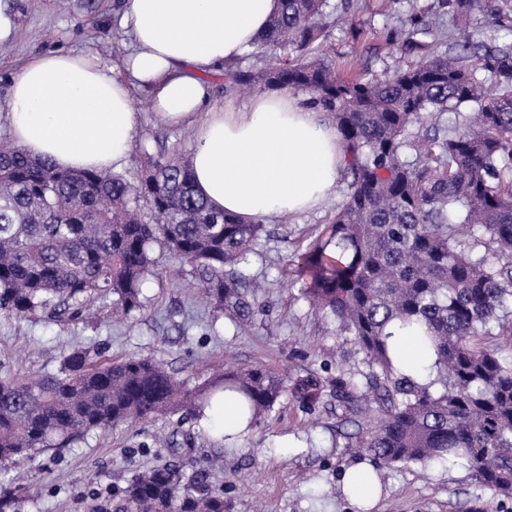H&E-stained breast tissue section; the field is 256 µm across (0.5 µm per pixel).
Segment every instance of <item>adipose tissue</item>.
Masks as SVG:
<instances>
[{"label": "adipose tissue", "mask_w": 512, "mask_h": 512, "mask_svg": "<svg viewBox=\"0 0 512 512\" xmlns=\"http://www.w3.org/2000/svg\"><path fill=\"white\" fill-rule=\"evenodd\" d=\"M278 0H127L130 79L147 88L157 119L193 123L191 171L198 193L243 220L302 213L332 192L345 150L335 127L285 92L235 108L209 104L203 73L231 63L264 35ZM95 57L54 51L29 61L0 101L15 143L61 170H117L139 114L127 84ZM369 506L380 495L370 461L341 477Z\"/></svg>", "instance_id": "adipose-tissue-1"}]
</instances>
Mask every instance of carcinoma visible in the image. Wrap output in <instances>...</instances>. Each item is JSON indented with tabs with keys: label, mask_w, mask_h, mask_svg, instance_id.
Returning a JSON list of instances; mask_svg holds the SVG:
<instances>
[{
	"label": "carcinoma",
	"mask_w": 512,
	"mask_h": 512,
	"mask_svg": "<svg viewBox=\"0 0 512 512\" xmlns=\"http://www.w3.org/2000/svg\"><path fill=\"white\" fill-rule=\"evenodd\" d=\"M481 6L491 0H437L427 15H411L410 28L386 44L412 62L365 79L336 74L320 55L332 19L352 22L345 3L279 0L259 47L282 55L257 68L224 66V91L301 92L344 143L345 201L296 259L302 295L364 354L363 381L343 372L333 381L349 408L379 414L355 447L378 465L460 466L512 499V357L492 344L512 336V46L450 39L442 24L450 12L465 19ZM424 119L427 128L416 127ZM264 233L258 220L212 209L190 165L162 152L148 155L132 182L59 170L0 142L4 317L77 318L95 296L126 315L139 311L158 245L245 325L261 309L251 257ZM406 329L433 357L428 383L394 364L389 339ZM283 388L255 367L226 369L198 393L152 358L102 361L88 348L35 380L1 376L0 512H16L23 488L5 477L22 458L119 423L192 414L218 390L235 394L252 426ZM101 512H224V489L207 473L183 483L172 465L155 466L112 491Z\"/></svg>",
	"instance_id": "carcinoma-1"
}]
</instances>
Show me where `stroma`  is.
Returning a JSON list of instances; mask_svg holds the SVG:
<instances>
[{"label":"stroma","instance_id":"1","mask_svg":"<svg viewBox=\"0 0 512 512\" xmlns=\"http://www.w3.org/2000/svg\"><path fill=\"white\" fill-rule=\"evenodd\" d=\"M431 0H353L354 25L336 24L324 47L336 64L353 60L366 75L393 71L400 63L385 47L387 29L401 27L408 9L426 10ZM122 0H16L19 36L0 47V99L9 78L31 59L51 50L98 57L123 70L131 40L118 12ZM141 114L132 148L122 168L128 178L146 164L144 145L189 160L194 144L191 124L158 121L146 95L133 89ZM347 193L345 180L317 208L266 222L269 234L253 259L264 279L263 310L248 327L230 322L203 300L189 267L155 249L157 273L143 286L144 307L124 320L112 317L110 300L95 303L88 320L36 312L26 319L0 316V376L56 371L64 354L78 347L102 358L149 356L191 388L207 386L223 363L247 368L261 365L287 375L290 382L274 409L235 445L219 448L213 440L224 429L223 415L206 420L159 416L121 424L102 434L89 432L66 448H53L25 460L16 469L19 481H38L36 494L20 512H96L100 490L124 486L134 471L177 465L184 477L207 470L211 459L224 460L225 512H359L342 493L339 477L361 461L353 444L364 414L352 413L336 400L337 372L363 370V356L340 336L333 319L315 310L301 293L303 280L291 260L305 248L309 235L329 223ZM314 376L320 390L304 401L294 382ZM181 431L194 434L190 448H159L155 439ZM382 495L373 512H512L504 500L470 479L460 468L418 464L379 466Z\"/></svg>","mask_w":512,"mask_h":512}]
</instances>
